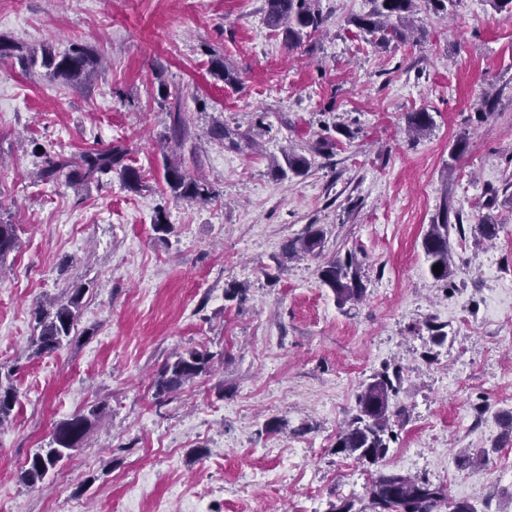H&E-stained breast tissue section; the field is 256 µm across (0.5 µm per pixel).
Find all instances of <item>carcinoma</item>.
I'll list each match as a JSON object with an SVG mask.
<instances>
[{
	"mask_svg": "<svg viewBox=\"0 0 512 512\" xmlns=\"http://www.w3.org/2000/svg\"><path fill=\"white\" fill-rule=\"evenodd\" d=\"M435 11L446 9L454 0H371V10L363 16H355L351 23L362 32L376 38V43L387 46L393 41L407 39L409 16L417 8V2ZM265 20L268 27L283 33L285 43L292 48L303 37L319 31L325 17L315 7L318 0H265ZM22 67H33L36 63L55 77L78 84L84 81L98 64L97 55L84 46H76L57 55L49 48L37 52L29 50L17 56ZM408 126L416 133H423L433 125V117L425 110L407 116ZM184 139V122L180 113H175L168 135L164 141L181 143ZM126 151L121 146L90 150L77 158H47L39 177L47 181L61 174L73 184H79L119 170L121 177L131 187L139 186V172L123 164ZM284 164H275L283 176L300 175L310 167L307 157L295 153L283 154ZM164 179L171 197L175 201L208 202L215 193L208 182L192 176L183 161L164 159ZM450 228L444 217L429 225L422 239V248L430 265L442 266L441 272L432 274L437 280H446L451 273ZM323 230L314 224L307 226L303 236L291 240L285 247L287 258L314 256L321 247ZM18 246V236L13 224L0 223V262ZM320 278L345 304L360 299L363 292L353 260L334 258L320 270ZM85 289L70 288L63 299H54L36 310L39 333L30 344L32 355L52 354L72 343V331L77 325V316ZM216 354L207 349H187L166 361L158 370L154 380V396L161 401L170 394L212 372ZM401 382L400 371L377 372L365 383L356 396V412L336 437V451L361 463L375 464L385 457L391 422L398 419L401 409L394 402ZM18 401L16 389L4 384L0 378V425L8 420ZM102 407L96 405L88 413H78L55 425L47 446L40 448L28 459L19 474V479L28 486L46 480L71 451L78 448L92 427V421L100 416ZM372 512H477L467 503L450 498L442 485L410 477L396 471H379L372 477L369 489Z\"/></svg>",
	"mask_w": 512,
	"mask_h": 512,
	"instance_id": "obj_1",
	"label": "carcinoma"
}]
</instances>
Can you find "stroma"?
<instances>
[{
    "label": "stroma",
    "mask_w": 512,
    "mask_h": 512,
    "mask_svg": "<svg viewBox=\"0 0 512 512\" xmlns=\"http://www.w3.org/2000/svg\"><path fill=\"white\" fill-rule=\"evenodd\" d=\"M319 8L323 29L291 48L264 0H0V41L101 59L72 84L0 58V221L19 237L0 263V367L18 393L0 425V512H370L381 466L512 512V15L421 5L414 38L383 47L351 23L369 0ZM218 59L237 84L213 75ZM162 82L182 91L179 147L162 141ZM422 109L434 124L409 136ZM113 145L138 188L116 171L75 187L39 177L46 156ZM287 148L307 174L274 170ZM174 153L215 199L173 200ZM443 210L463 224L445 282L421 245ZM310 224L319 254L284 260ZM348 254L363 296L341 304L320 269ZM79 285L78 336L30 356L39 304ZM235 285L245 300L225 299ZM190 348L219 354L215 370L157 401L155 374ZM386 367L403 412L374 466L336 435ZM98 403L70 458L42 487L21 483L54 426Z\"/></svg>",
    "instance_id": "obj_1"
}]
</instances>
